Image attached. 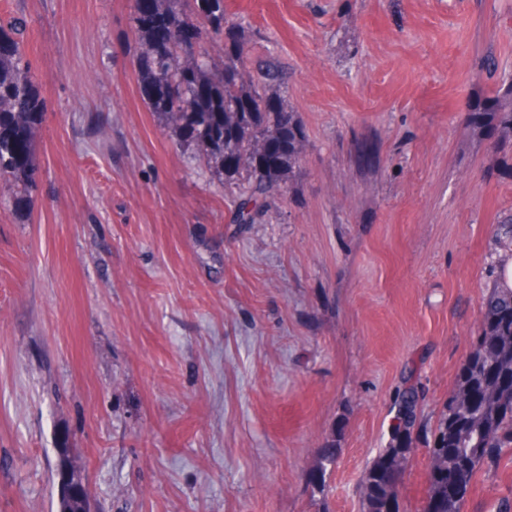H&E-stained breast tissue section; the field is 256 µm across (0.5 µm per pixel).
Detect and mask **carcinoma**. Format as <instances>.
Masks as SVG:
<instances>
[{"mask_svg":"<svg viewBox=\"0 0 512 512\" xmlns=\"http://www.w3.org/2000/svg\"><path fill=\"white\" fill-rule=\"evenodd\" d=\"M133 64L143 99L175 126L180 142L195 147L224 183L239 185L236 222L253 224L283 178L300 163L305 135L282 96L283 75L267 60L250 70L240 25L225 0H193L190 13L167 0H134ZM26 20L0 26V180L14 182L17 202L35 190L33 143L46 104L23 52ZM222 39L218 64L203 44ZM503 135L512 136V94L495 99ZM267 144L278 147L274 164L256 160ZM245 158L229 167L224 155ZM391 443L361 481L364 512H399L396 485L420 427V392L414 384L395 400ZM512 456V289L485 299L473 350L444 404L428 448V488L422 512H464L476 473Z\"/></svg>","mask_w":512,"mask_h":512,"instance_id":"carcinoma-1","label":"carcinoma"}]
</instances>
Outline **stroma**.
I'll return each instance as SVG.
<instances>
[{
  "label": "stroma",
  "instance_id": "obj_1",
  "mask_svg": "<svg viewBox=\"0 0 512 512\" xmlns=\"http://www.w3.org/2000/svg\"><path fill=\"white\" fill-rule=\"evenodd\" d=\"M286 74L302 161L261 220L150 111L132 0L25 15L47 111L27 211L0 181V512H57L68 449L91 512H363L407 371L430 430L512 242V0H226ZM336 463L313 481L325 444ZM512 497L481 469L466 512Z\"/></svg>",
  "mask_w": 512,
  "mask_h": 512
}]
</instances>
